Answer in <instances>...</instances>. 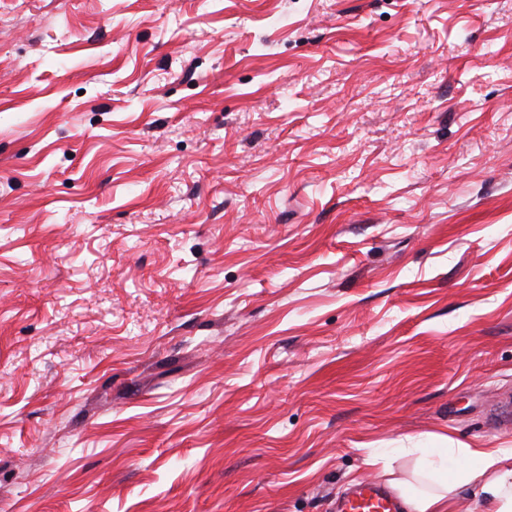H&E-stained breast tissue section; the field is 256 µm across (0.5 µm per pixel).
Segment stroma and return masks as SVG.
Returning a JSON list of instances; mask_svg holds the SVG:
<instances>
[{
	"label": "stroma",
	"instance_id": "1",
	"mask_svg": "<svg viewBox=\"0 0 512 512\" xmlns=\"http://www.w3.org/2000/svg\"><path fill=\"white\" fill-rule=\"evenodd\" d=\"M506 403L512 0H0V512H336Z\"/></svg>",
	"mask_w": 512,
	"mask_h": 512
}]
</instances>
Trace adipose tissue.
I'll return each mask as SVG.
<instances>
[{
  "instance_id": "1",
  "label": "adipose tissue",
  "mask_w": 512,
  "mask_h": 512,
  "mask_svg": "<svg viewBox=\"0 0 512 512\" xmlns=\"http://www.w3.org/2000/svg\"><path fill=\"white\" fill-rule=\"evenodd\" d=\"M421 463L433 488L419 492L390 479L405 512H452L456 490L481 481L487 512H512V452L501 448H425Z\"/></svg>"
}]
</instances>
